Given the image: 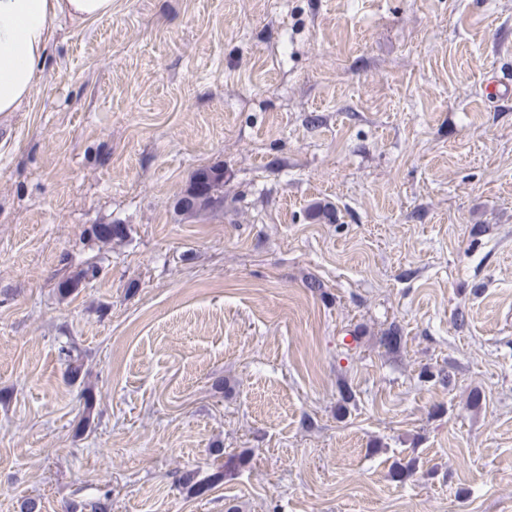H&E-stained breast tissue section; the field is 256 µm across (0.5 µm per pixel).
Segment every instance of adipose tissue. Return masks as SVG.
Listing matches in <instances>:
<instances>
[{
    "label": "adipose tissue",
    "mask_w": 512,
    "mask_h": 512,
    "mask_svg": "<svg viewBox=\"0 0 512 512\" xmlns=\"http://www.w3.org/2000/svg\"><path fill=\"white\" fill-rule=\"evenodd\" d=\"M112 2L0 0V114L18 111L32 97L56 21L99 20L111 15Z\"/></svg>",
    "instance_id": "obj_1"
}]
</instances>
